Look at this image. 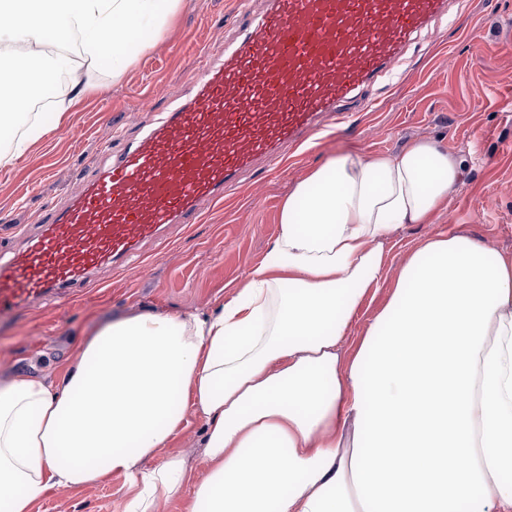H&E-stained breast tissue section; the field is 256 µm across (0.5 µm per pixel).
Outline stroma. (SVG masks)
I'll use <instances>...</instances> for the list:
<instances>
[{
    "label": "stroma",
    "instance_id": "obj_1",
    "mask_svg": "<svg viewBox=\"0 0 512 512\" xmlns=\"http://www.w3.org/2000/svg\"><path fill=\"white\" fill-rule=\"evenodd\" d=\"M237 0H182L173 22L120 82L107 67L97 88L57 131L33 145L13 167L0 169V252L17 240L47 205L62 203L82 180L139 134L147 112L187 100L196 50L233 38ZM451 12L475 21L459 32L451 21L432 24L407 50L401 82L377 81L352 104V122L289 154L286 165L260 173L245 187L204 210L199 223L177 225L165 245L147 249L144 267L104 269L71 303L48 304L0 321V377H56L76 344L104 321L139 312L211 311L229 298L274 240L282 204L315 167L347 154H394L416 139L441 141L464 164L459 182L429 224H403L385 243L387 274L373 302L354 319L349 338L364 333L390 299L400 268L437 232L465 235L512 255V0H453ZM188 425L159 456L182 454L197 476L206 472L203 424ZM129 489L123 476L102 484L52 490L34 512H123Z\"/></svg>",
    "mask_w": 512,
    "mask_h": 512
}]
</instances>
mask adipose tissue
<instances>
[{
	"instance_id": "1",
	"label": "adipose tissue",
	"mask_w": 512,
	"mask_h": 512,
	"mask_svg": "<svg viewBox=\"0 0 512 512\" xmlns=\"http://www.w3.org/2000/svg\"><path fill=\"white\" fill-rule=\"evenodd\" d=\"M180 0H0V168L57 130L107 64L120 81ZM62 86L49 119L35 88ZM461 160L433 140L325 162L217 310L127 314L78 344L53 382L0 378V504L123 475L124 512H512V257L445 232L385 277L384 243L427 224ZM203 422L207 473L157 458ZM152 467H145V460Z\"/></svg>"
}]
</instances>
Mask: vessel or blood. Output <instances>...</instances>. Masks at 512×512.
I'll use <instances>...</instances> for the list:
<instances>
[{
  "label": "vessel or blood",
  "instance_id": "vessel-or-blood-1",
  "mask_svg": "<svg viewBox=\"0 0 512 512\" xmlns=\"http://www.w3.org/2000/svg\"><path fill=\"white\" fill-rule=\"evenodd\" d=\"M451 0H267L223 49L206 48L190 99L147 115L139 138L38 217L0 257V321L65 304L104 266L143 262L142 247L203 203L243 186L283 147L345 125L347 105L398 76L408 47Z\"/></svg>",
  "mask_w": 512,
  "mask_h": 512
}]
</instances>
